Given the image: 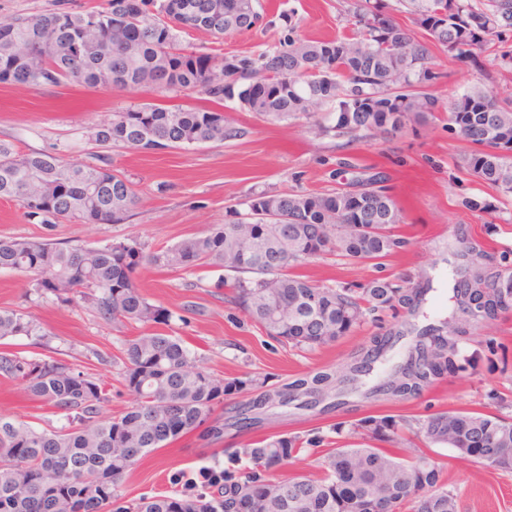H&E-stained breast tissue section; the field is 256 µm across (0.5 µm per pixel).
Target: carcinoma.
I'll list each match as a JSON object with an SVG mask.
<instances>
[{"label":"carcinoma","instance_id":"cac0c4a2","mask_svg":"<svg viewBox=\"0 0 512 512\" xmlns=\"http://www.w3.org/2000/svg\"><path fill=\"white\" fill-rule=\"evenodd\" d=\"M449 55L473 62L490 38L512 30V0H402ZM353 35L311 40L288 25L275 46L257 55L196 53L182 39L204 31L217 39L264 21L260 0H107L101 9L60 10L0 19V83L84 87L131 92L197 94L206 106L169 108L152 102L112 113L102 145L129 149L182 148L241 135L224 114V100L268 122L304 119L353 142L395 134L436 107L428 87L438 78L427 43L383 10L379 0L352 6ZM266 83L255 95L248 79ZM336 107L324 126L315 108ZM448 121L472 144L463 166L482 182L512 192V107L489 90L463 94L449 105ZM0 198L15 200L41 224L120 223L139 203L132 182L102 166L73 167L53 154H21L0 141ZM235 220L146 254L135 239L99 247L64 248L26 239L0 240V270L24 273L38 294L61 305L78 294L105 320L139 323L146 330L123 340L121 379L130 401L116 417L102 416L110 391L94 377L53 358L0 353V374L20 381L29 395L66 420L36 429L0 414V512H230L240 495L257 512H382L408 502L411 512H458L457 495L442 482V468L402 437L408 431L428 447H448L457 458L512 472V417L474 409L424 418L368 414L332 428L278 433L241 448H223L224 464L179 493L125 500L119 481L149 452L200 432L224 443V400L232 426L261 427L273 408L327 414L364 399L408 401L448 374L466 373L495 355L487 339L467 355L473 324L512 310V272H488L483 244L469 240L454 291L460 320L413 329L402 362L369 385L363 377L384 343L373 338L360 357L340 370L295 377L279 386L247 374L224 379L195 364L184 343L153 325L171 312L152 304L134 273L144 262L191 271L224 269L228 302L265 333L298 350L336 343L370 314L411 309L418 292L374 280L361 290L315 284L294 268L327 255L382 260L406 245L397 234L402 215L380 176L327 192L251 193ZM41 327L14 309H0V340L40 336ZM485 449V459L471 457ZM307 458L318 474L279 471Z\"/></svg>","mask_w":512,"mask_h":512}]
</instances>
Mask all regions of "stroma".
I'll return each mask as SVG.
<instances>
[{
    "label": "stroma",
    "mask_w": 512,
    "mask_h": 512,
    "mask_svg": "<svg viewBox=\"0 0 512 512\" xmlns=\"http://www.w3.org/2000/svg\"><path fill=\"white\" fill-rule=\"evenodd\" d=\"M353 0H262L270 16L294 11L299 31L309 38L350 34L348 7ZM274 30L253 29L218 40L203 32L186 36L195 51L249 55L272 44ZM431 63L439 78L431 88L438 103L420 123L388 137L349 143L325 135L309 123L291 120L269 124L241 111L236 101L224 103L241 137L186 148L131 150L102 146L92 137L95 125L134 101H151L148 93L108 87L88 89L76 84H0V140L24 153H61L73 166L100 165L120 171L133 183L140 201L121 224H41L29 219L18 202L0 200V239L50 241L67 247L102 246L137 239L145 252L223 223L229 207L254 191L331 190L354 179L382 176L392 187L402 212L399 231L407 246L376 263L327 256L299 267L315 283L361 287L375 278L408 279L423 294L416 312L382 314L335 345L299 352L282 346L244 317H232L225 301L224 271L205 266L192 272L142 264L135 281L147 299L168 309V334L179 337L198 366L212 374L240 377L261 373L281 382L289 377L341 368L353 361L374 336L406 331L410 325L451 317L455 268L464 240L483 241L491 255L488 267L512 261V193L488 186L461 165L470 145L448 128V103L477 87L492 88L499 100L512 102V31L493 38L479 62L448 56L432 46ZM0 308L24 313L43 329V336H16L0 349L29 359L52 356L94 377L112 398L104 413L119 415L129 396L120 383L121 367L109 363L123 339L139 325L103 320L83 300L59 304L49 294L38 295L22 273L0 271ZM475 340L494 339L498 354L482 361L470 374L449 375L420 398L399 403L354 397L336 413H282L268 422L264 434L355 422L364 415L385 412L425 416L442 409L499 412L500 399H512V312L477 324ZM36 428L59 427L65 420L54 408L33 399L19 382L0 376V411ZM442 465V480L458 496V512H512V473L470 464L453 450L431 451ZM213 451L198 434H189L158 449L123 479L121 493L173 491V478L196 477L213 466Z\"/></svg>",
    "instance_id": "35a3bbf8"
}]
</instances>
